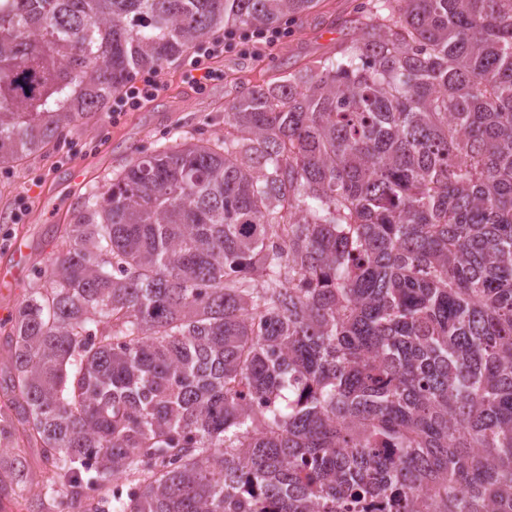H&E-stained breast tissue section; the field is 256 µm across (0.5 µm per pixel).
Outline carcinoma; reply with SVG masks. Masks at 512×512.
<instances>
[{
	"label": "carcinoma",
	"instance_id": "obj_1",
	"mask_svg": "<svg viewBox=\"0 0 512 512\" xmlns=\"http://www.w3.org/2000/svg\"><path fill=\"white\" fill-rule=\"evenodd\" d=\"M318 2L0 0V164ZM348 23L62 225L8 322L0 496L35 446L65 512H512V0Z\"/></svg>",
	"mask_w": 512,
	"mask_h": 512
}]
</instances>
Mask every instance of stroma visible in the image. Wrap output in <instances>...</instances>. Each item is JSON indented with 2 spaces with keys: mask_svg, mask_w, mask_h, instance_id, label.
<instances>
[{
  "mask_svg": "<svg viewBox=\"0 0 512 512\" xmlns=\"http://www.w3.org/2000/svg\"><path fill=\"white\" fill-rule=\"evenodd\" d=\"M350 0H322L314 13L288 25V35L264 58L251 53L250 28H236L235 44L215 61L216 81L196 90L183 81L190 56L160 69L167 84L161 96L125 112L119 124L108 113L71 126L58 145L0 167V269L12 265L10 250L21 243L28 262L16 283L0 287V322L32 286L39 268L50 263L55 225L69 223L90 192L102 191L139 153L166 142L223 135L224 112L236 88L270 83L282 74L334 53L353 37L345 21Z\"/></svg>",
  "mask_w": 512,
  "mask_h": 512,
  "instance_id": "1",
  "label": "stroma"
}]
</instances>
